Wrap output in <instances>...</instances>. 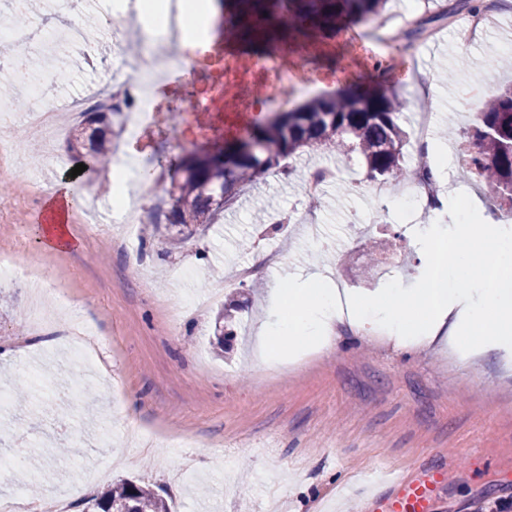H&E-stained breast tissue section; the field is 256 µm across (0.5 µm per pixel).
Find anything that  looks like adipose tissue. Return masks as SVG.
Instances as JSON below:
<instances>
[{"label":"adipose tissue","mask_w":512,"mask_h":512,"mask_svg":"<svg viewBox=\"0 0 512 512\" xmlns=\"http://www.w3.org/2000/svg\"><path fill=\"white\" fill-rule=\"evenodd\" d=\"M72 206L71 185L65 179L45 204L50 221L37 225L46 248L73 247L65 225ZM448 237L453 249L447 256L433 251L436 232L425 231L420 240L434 262L461 280V287H435L424 272L408 286L386 288L361 299H343L336 289L324 286L320 274H311L301 282L289 281L283 289L282 299L293 302L294 307L261 329V345L274 355L304 343L327 346L335 340V325L346 323L359 330L376 323L397 347L407 350L445 345L464 360L511 351L512 234L496 224H471L463 219L451 225ZM477 248L487 253L490 271L474 278L469 258Z\"/></svg>","instance_id":"adipose-tissue-1"}]
</instances>
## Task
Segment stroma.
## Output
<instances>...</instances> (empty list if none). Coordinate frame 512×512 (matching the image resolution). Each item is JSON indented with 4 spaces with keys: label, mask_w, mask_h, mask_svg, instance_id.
Masks as SVG:
<instances>
[{
    "label": "stroma",
    "mask_w": 512,
    "mask_h": 512,
    "mask_svg": "<svg viewBox=\"0 0 512 512\" xmlns=\"http://www.w3.org/2000/svg\"><path fill=\"white\" fill-rule=\"evenodd\" d=\"M448 0H388L390 15L434 18L424 40L401 41L415 82L398 87L406 102L399 122L412 129L423 100L438 112L431 144L451 187L441 225L455 223L459 196L495 223L512 212L462 178L464 147L449 129L473 119V88L484 83L493 59L512 55V9L487 15L484 40L468 43L462 19L440 15ZM352 35L341 28L322 44L318 67L338 75L336 89L364 82L369 60L352 56ZM111 61L87 68L72 53L64 82L50 86L54 100H69L106 81ZM190 72L166 75L164 107L155 153L167 161L203 145L205 132L222 121L217 112L188 111ZM67 129L32 135L23 113L14 116L18 154L0 162V254L39 261L51 284L44 297L50 327L26 319L30 292L23 284L0 287V390L30 389L27 402L0 408V458L42 449L62 478L44 479L26 465L0 470V499L15 512L67 494L68 512H87L113 480L149 485L171 512H364V497L384 494L380 479L391 468L408 478L428 468L448 479L433 512H488L512 502V364L502 355L465 364L445 348L398 349L371 331L341 328L336 344L301 349L262 362L258 331L280 313L277 290L289 277L314 272L341 282L362 298L390 284H408L428 265L416 229L417 211L393 199L372 198L366 170L350 155H301L286 159L290 175L271 172L251 182L223 219L180 249L162 237L139 235V264L120 247L122 225L97 226L72 213L74 241L49 250L36 240L35 219L64 175L55 158L66 155ZM336 167L340 177L309 207L300 182L316 168ZM267 221H253L256 211ZM279 261L260 280L239 271L262 255ZM398 268H386L392 253ZM68 306H57L58 293ZM237 323L216 350L214 321L221 307ZM77 310L93 331L88 344L97 373L84 379L85 398L73 402L54 383L57 370L80 378L59 336ZM82 378V377H81ZM112 430L99 440L101 424Z\"/></svg>",
    "instance_id": "stroma-1"
}]
</instances>
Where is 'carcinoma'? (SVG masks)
<instances>
[{
  "instance_id": "1",
  "label": "carcinoma",
  "mask_w": 512,
  "mask_h": 512,
  "mask_svg": "<svg viewBox=\"0 0 512 512\" xmlns=\"http://www.w3.org/2000/svg\"><path fill=\"white\" fill-rule=\"evenodd\" d=\"M385 0H224L235 12L224 13V33L243 44L275 46L292 33L318 43L336 29L382 18ZM488 0H448L450 19L462 12L480 13ZM389 69L373 66L368 84L358 90L321 96L285 112H277L257 127L247 142L228 146L215 142L179 159L163 187L168 208L159 212L153 232L165 233L173 249L197 231L217 223L224 202L239 197L245 184L280 161L304 149L308 152H356L368 177L386 182L406 175L403 147L409 133L398 123L405 101L394 93ZM72 127L68 149L93 172H108L112 139L107 136L108 113L90 110ZM473 147L466 172L476 176L487 194L512 206V85L497 88L477 104L475 121L464 130ZM234 323L229 310L216 316V345L224 349V329ZM93 512H170L167 501L153 489L122 480L98 494Z\"/></svg>"
}]
</instances>
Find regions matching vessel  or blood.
Listing matches in <instances>:
<instances>
[{
    "instance_id": "b4317fda",
    "label": "vessel or blood",
    "mask_w": 512,
    "mask_h": 512,
    "mask_svg": "<svg viewBox=\"0 0 512 512\" xmlns=\"http://www.w3.org/2000/svg\"><path fill=\"white\" fill-rule=\"evenodd\" d=\"M446 481L442 470H433L422 479H410L402 475L388 479L386 496L368 498V512H432L436 490Z\"/></svg>"
}]
</instances>
